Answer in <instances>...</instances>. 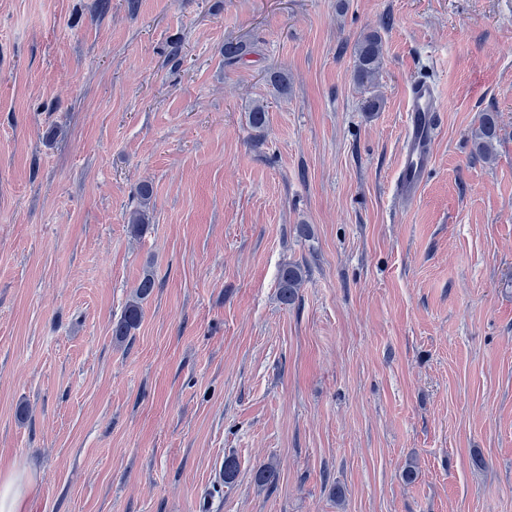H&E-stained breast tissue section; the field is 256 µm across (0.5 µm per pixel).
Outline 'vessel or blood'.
Instances as JSON below:
<instances>
[{"label": "vessel or blood", "mask_w": 512, "mask_h": 512, "mask_svg": "<svg viewBox=\"0 0 512 512\" xmlns=\"http://www.w3.org/2000/svg\"><path fill=\"white\" fill-rule=\"evenodd\" d=\"M441 110L435 84L429 81L411 84L402 161L396 180L397 195L405 202L414 201L423 185L431 164V142Z\"/></svg>", "instance_id": "vessel-or-blood-1"}]
</instances>
